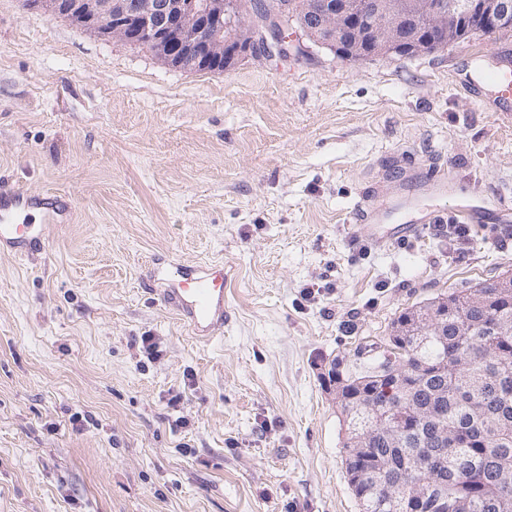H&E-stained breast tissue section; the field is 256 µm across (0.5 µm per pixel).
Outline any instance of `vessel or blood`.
Masks as SVG:
<instances>
[{
  "instance_id": "vessel-or-blood-1",
  "label": "vessel or blood",
  "mask_w": 512,
  "mask_h": 512,
  "mask_svg": "<svg viewBox=\"0 0 512 512\" xmlns=\"http://www.w3.org/2000/svg\"><path fill=\"white\" fill-rule=\"evenodd\" d=\"M484 85L506 103H512V64L503 63L483 79ZM419 198V197H418ZM418 198L399 195L394 206H356L352 218L363 230L364 239L372 246L390 244L421 237L425 224L440 223V215L430 212L424 223L396 224L395 212L416 206ZM39 212L40 223L30 221L31 212ZM67 207L57 198L0 186V250L9 249L25 255L29 241L41 238L45 225L58 223ZM162 300L173 305L193 333L213 338L224 332V267L188 265L178 267L160 290Z\"/></svg>"
}]
</instances>
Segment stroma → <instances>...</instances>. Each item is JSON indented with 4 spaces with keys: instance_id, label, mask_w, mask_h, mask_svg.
Wrapping results in <instances>:
<instances>
[{
    "instance_id": "obj_1",
    "label": "stroma",
    "mask_w": 512,
    "mask_h": 512,
    "mask_svg": "<svg viewBox=\"0 0 512 512\" xmlns=\"http://www.w3.org/2000/svg\"><path fill=\"white\" fill-rule=\"evenodd\" d=\"M499 47L512 32L200 73L0 0V182L69 204L0 252V512H360L320 373L366 370L401 311L512 272V112L465 88ZM406 163L455 190L401 220L473 204L467 239L361 238L362 191ZM159 260L223 265V335L147 292Z\"/></svg>"
}]
</instances>
